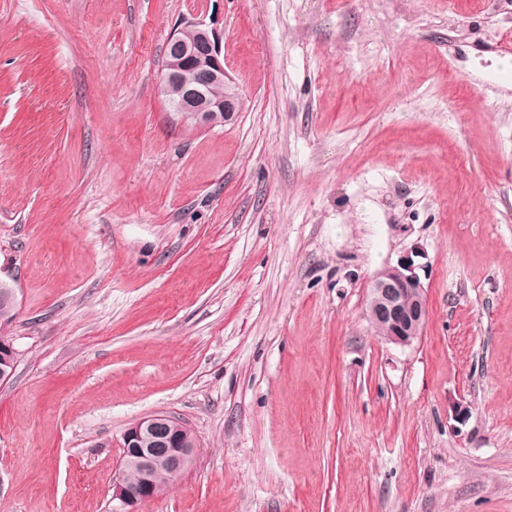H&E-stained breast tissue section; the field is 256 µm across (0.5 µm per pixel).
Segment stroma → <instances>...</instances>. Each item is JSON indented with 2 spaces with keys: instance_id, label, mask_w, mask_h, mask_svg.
<instances>
[{
  "instance_id": "obj_1",
  "label": "stroma",
  "mask_w": 512,
  "mask_h": 512,
  "mask_svg": "<svg viewBox=\"0 0 512 512\" xmlns=\"http://www.w3.org/2000/svg\"><path fill=\"white\" fill-rule=\"evenodd\" d=\"M216 22L245 101L160 92ZM512 0H0V512H112L122 436L193 466L141 512H512ZM415 254L397 345L369 285ZM186 37L191 38L187 42ZM224 31L203 21H185L170 33L167 41L165 74L161 79V92H172L168 104L172 103L173 91L179 95L174 112H179L184 120H192L195 125L212 126L233 119L242 108V97L238 87L230 80L224 68ZM193 73L187 81L184 73ZM224 92L223 98H213ZM412 257L379 272L367 299V317L391 343L408 345L421 336L428 316L424 286Z\"/></svg>"
}]
</instances>
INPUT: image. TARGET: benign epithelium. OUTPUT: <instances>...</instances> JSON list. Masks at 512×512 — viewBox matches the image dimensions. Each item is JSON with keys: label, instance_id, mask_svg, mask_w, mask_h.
<instances>
[{"label": "benign epithelium", "instance_id": "1", "mask_svg": "<svg viewBox=\"0 0 512 512\" xmlns=\"http://www.w3.org/2000/svg\"><path fill=\"white\" fill-rule=\"evenodd\" d=\"M223 41L224 31L202 21H185L168 37L170 55L161 90L177 92L174 111L200 127L229 122L242 108L238 87L224 68ZM215 85L224 86V97L211 96ZM366 312L372 326L391 343L408 345L422 334L428 316L426 295L410 255L375 276ZM123 441V465L112 481L113 512H137L138 505L153 495L155 475H181L190 468L196 448L192 431L164 414L133 423ZM126 467L139 471L138 485L124 481Z\"/></svg>", "mask_w": 512, "mask_h": 512}]
</instances>
